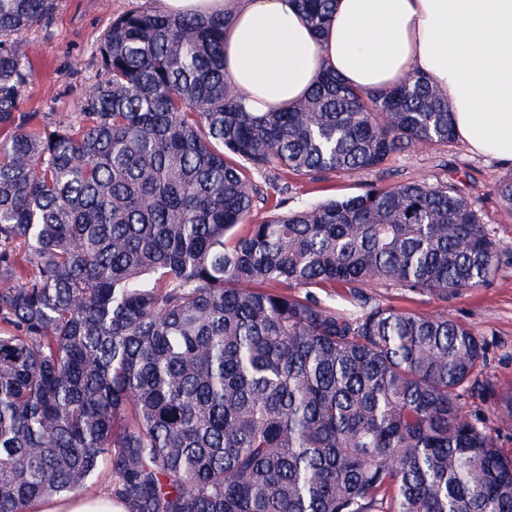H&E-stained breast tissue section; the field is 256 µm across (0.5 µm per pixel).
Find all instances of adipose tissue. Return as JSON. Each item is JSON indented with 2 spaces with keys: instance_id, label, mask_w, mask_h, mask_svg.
I'll return each instance as SVG.
<instances>
[{
  "instance_id": "obj_1",
  "label": "adipose tissue",
  "mask_w": 512,
  "mask_h": 512,
  "mask_svg": "<svg viewBox=\"0 0 512 512\" xmlns=\"http://www.w3.org/2000/svg\"><path fill=\"white\" fill-rule=\"evenodd\" d=\"M223 13L224 73L250 111L292 106L324 71L367 91L429 76L475 154L512 162V0H335L322 35L295 0H163Z\"/></svg>"
}]
</instances>
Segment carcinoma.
<instances>
[{"label":"carcinoma","instance_id":"carcinoma-1","mask_svg":"<svg viewBox=\"0 0 512 512\" xmlns=\"http://www.w3.org/2000/svg\"><path fill=\"white\" fill-rule=\"evenodd\" d=\"M295 2L330 23L333 0ZM55 6L0 0V512L88 490L104 460L124 512H512V394L483 375L485 341L366 293L492 281L474 202L373 183L250 223L256 173L317 182L455 140L434 82L325 72L250 112L224 16L157 8L114 18L72 119L32 127L26 33ZM495 192L512 215V172Z\"/></svg>","mask_w":512,"mask_h":512}]
</instances>
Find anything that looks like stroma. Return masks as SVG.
<instances>
[{"label":"stroma","instance_id":"stroma-1","mask_svg":"<svg viewBox=\"0 0 512 512\" xmlns=\"http://www.w3.org/2000/svg\"><path fill=\"white\" fill-rule=\"evenodd\" d=\"M161 0H56L50 21L31 27L26 38L35 75L23 92V111L51 113L68 120L77 100L98 79L96 50L118 15L146 11ZM512 166L473 154L462 141L440 143L416 152H397L371 171H339L321 182L293 174H278L289 207L327 198L362 193L368 185H395L425 179L453 182L465 189L480 210L483 222L501 248L496 279L489 285L463 291L441 301L413 296L402 289L376 284L367 293L383 305L412 307L423 312L441 310L449 318L472 327L488 345L484 373L499 393L512 392V215L502 207L496 184Z\"/></svg>","mask_w":512,"mask_h":512}]
</instances>
